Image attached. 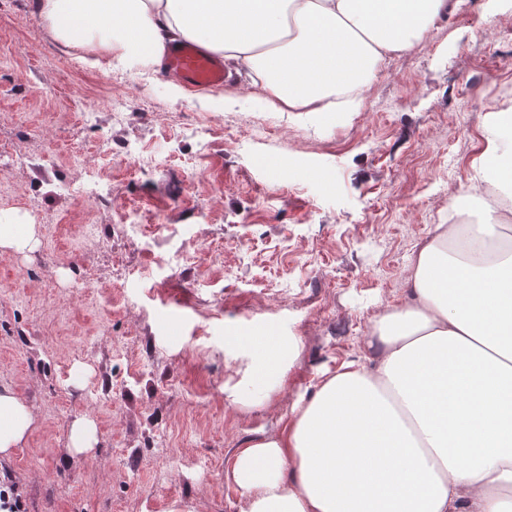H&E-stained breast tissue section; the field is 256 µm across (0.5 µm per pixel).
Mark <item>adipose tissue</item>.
Wrapping results in <instances>:
<instances>
[{
  "instance_id": "adipose-tissue-1",
  "label": "adipose tissue",
  "mask_w": 512,
  "mask_h": 512,
  "mask_svg": "<svg viewBox=\"0 0 512 512\" xmlns=\"http://www.w3.org/2000/svg\"><path fill=\"white\" fill-rule=\"evenodd\" d=\"M64 47L160 64L190 40L253 73L263 108L357 112L387 56L413 49L449 0H32ZM487 156L466 197L472 246L433 225L406 267L402 297L373 321L362 355L318 375L282 429L233 455L240 512H512V113H489ZM248 384L267 390L292 366L295 339L245 329ZM37 411L0 387V459Z\"/></svg>"
}]
</instances>
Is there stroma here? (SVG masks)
<instances>
[{
	"mask_svg": "<svg viewBox=\"0 0 512 512\" xmlns=\"http://www.w3.org/2000/svg\"><path fill=\"white\" fill-rule=\"evenodd\" d=\"M492 17L512 29V0H460L339 120L260 109L243 67L224 106L174 95L162 67L87 64L32 0H0V222L39 239L0 249V386L38 409L8 463L26 512H238L227 458L359 355L481 162L485 108L512 109ZM92 173L108 204L66 193ZM249 326L299 340L265 406L228 397L248 355L226 337ZM83 415L91 457L69 449ZM70 450L83 453L89 457L94 456V449L98 443L97 427L88 417H79L69 425Z\"/></svg>",
	"mask_w": 512,
	"mask_h": 512,
	"instance_id": "obj_1",
	"label": "stroma"
}]
</instances>
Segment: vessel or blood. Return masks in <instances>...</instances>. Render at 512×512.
<instances>
[{"label":"vessel or blood","mask_w":512,"mask_h":512,"mask_svg":"<svg viewBox=\"0 0 512 512\" xmlns=\"http://www.w3.org/2000/svg\"><path fill=\"white\" fill-rule=\"evenodd\" d=\"M165 66L170 75L191 88L220 86L225 81L222 60L192 42L170 51Z\"/></svg>","instance_id":"obj_1"}]
</instances>
